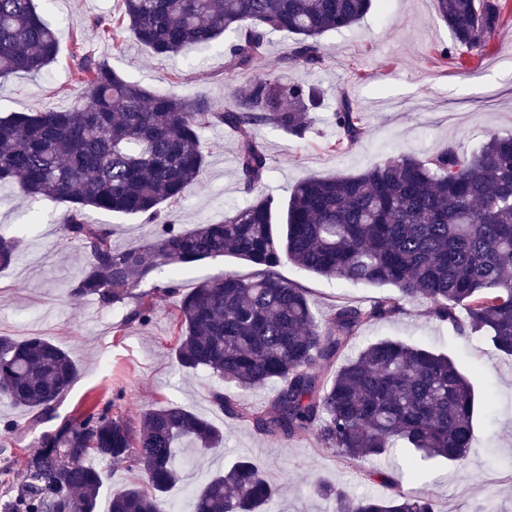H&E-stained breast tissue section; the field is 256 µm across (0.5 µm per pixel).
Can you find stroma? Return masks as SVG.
<instances>
[{
  "label": "stroma",
  "instance_id": "1",
  "mask_svg": "<svg viewBox=\"0 0 512 512\" xmlns=\"http://www.w3.org/2000/svg\"><path fill=\"white\" fill-rule=\"evenodd\" d=\"M35 4L58 30L60 52L42 73H21L0 82V116L73 107L80 89L78 63L86 54L155 91L223 101L222 49L202 52L190 47L177 57L163 58L130 34L112 45L101 38L96 23L110 21L121 8L120 0ZM321 45L322 63L301 72L322 89L325 99L307 137L295 139L270 127L259 132L271 167L263 190L279 200H287L295 184L309 177L358 173L401 151L422 157L445 146L470 151L489 134L512 133L511 10H504L485 54L470 59L467 74L440 61L441 49L453 47L454 40L432 0H379L352 28L326 32ZM343 94L357 102L366 134L352 150L332 154L324 144L336 136L334 109ZM201 141L206 157L202 180L170 208L186 229L221 220L247 201L235 162L234 135L211 126L202 130ZM64 212L61 203L0 190V228L21 232L24 240L16 263L0 270V333L43 337L64 349L79 369L71 392L40 426L30 427L25 411L0 402V467L9 470L0 480V496L22 475L10 468L13 458L36 453L42 432L110 399L117 388L124 396L115 411L130 421H139L148 408L174 402L223 429V449L201 460L198 470L208 474L241 457L254 460L282 488L268 512H332L331 502L310 487L316 478L359 494L381 493L377 480L319 449L313 436L287 441L264 437L213 408L209 393L219 388V380L181 369L172 352L171 315L178 298L166 290L168 267L158 268L140 288L153 305L144 322L126 320L124 306L105 308L94 297L73 295L86 256L64 243ZM90 219L111 226L120 248L150 239L155 230L140 218L108 211H91ZM279 273L305 289L319 319L339 306H369L391 292L387 286L319 277L288 263ZM384 338L426 345L478 366L476 391L495 399L493 412L476 420L477 449L465 467L456 469L442 460L429 463L438 512H512V357L429 317L419 300L406 302L404 312L391 320L365 325L355 345L361 348ZM7 423L13 424V432L4 431Z\"/></svg>",
  "mask_w": 512,
  "mask_h": 512
}]
</instances>
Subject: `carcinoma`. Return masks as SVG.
Wrapping results in <instances>:
<instances>
[{
	"instance_id": "obj_1",
	"label": "carcinoma",
	"mask_w": 512,
	"mask_h": 512,
	"mask_svg": "<svg viewBox=\"0 0 512 512\" xmlns=\"http://www.w3.org/2000/svg\"><path fill=\"white\" fill-rule=\"evenodd\" d=\"M373 2L122 0L112 28H103L113 45L128 31L153 55L170 57L222 40L224 74L250 75L246 87L228 89L216 105L153 91L84 55L76 106L0 117V187L66 204L63 237L88 257L74 292L105 307L134 299L129 319H148L152 307L135 290L161 266L178 277L218 257L258 267L251 278L226 271L181 295L173 314L177 364L234 384L240 393L214 390L212 406L260 435L310 434L322 449L364 467L397 447L411 450L392 470L372 471L383 494L353 495L314 481L333 512H437L433 493L401 491L396 471L416 476L421 463L436 459L465 466L490 397L480 399L455 357L427 346L380 339L336 361L366 324L396 317L411 299L512 357V135L492 133L469 153L447 146L427 157L400 152L356 174L310 177L284 204L261 189L270 166L258 130L301 139L322 106L319 88L302 78L254 73L268 32L293 35L284 63L306 68L323 60L324 33L356 25ZM507 2L434 0L454 36V50L440 56L466 70L460 50L486 51ZM58 53L56 32L34 0H0V79L39 73ZM335 121L328 151H349L363 139L359 108L345 95ZM210 124L235 135L248 204L191 229L168 220L150 241L115 247L112 228L92 223L88 211L157 219L200 181V132ZM21 247V237L0 232V268ZM285 263L395 294L368 307H338L320 322L304 290L280 276ZM78 376L50 341L0 334V400L28 412L31 425L51 417ZM271 382L276 390L264 406L246 403L244 393ZM122 398L117 390L43 433L39 451L18 461L26 479L0 512H96L102 476L87 464L92 457L144 474L112 494L109 512H170L166 495L182 481V447L211 454L224 445V432L176 403L151 408L134 424L112 413ZM279 495L276 483L242 459L196 490L192 512H266Z\"/></svg>"
}]
</instances>
